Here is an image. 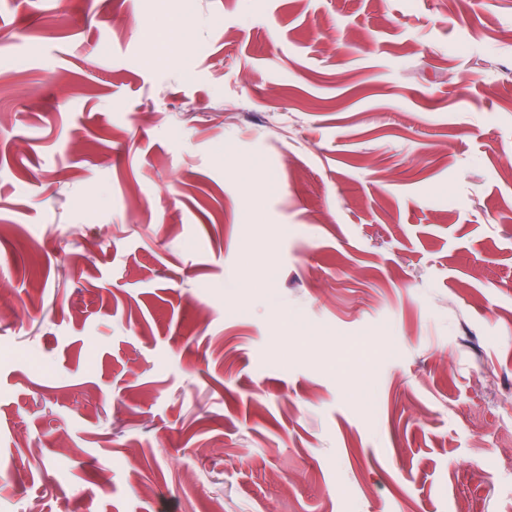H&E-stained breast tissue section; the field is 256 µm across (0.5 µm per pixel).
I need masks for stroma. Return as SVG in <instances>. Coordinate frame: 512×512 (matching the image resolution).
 <instances>
[{
  "label": "stroma",
  "mask_w": 512,
  "mask_h": 512,
  "mask_svg": "<svg viewBox=\"0 0 512 512\" xmlns=\"http://www.w3.org/2000/svg\"><path fill=\"white\" fill-rule=\"evenodd\" d=\"M179 24L0 0V512H512V0Z\"/></svg>",
  "instance_id": "stroma-1"
}]
</instances>
